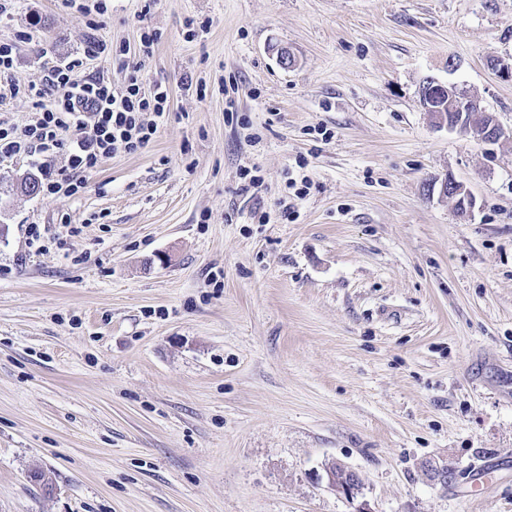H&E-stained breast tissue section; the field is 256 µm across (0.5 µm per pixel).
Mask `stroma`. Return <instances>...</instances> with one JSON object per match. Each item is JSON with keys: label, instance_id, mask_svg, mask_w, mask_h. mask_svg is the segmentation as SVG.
<instances>
[{"label": "stroma", "instance_id": "35a3bbf8", "mask_svg": "<svg viewBox=\"0 0 512 512\" xmlns=\"http://www.w3.org/2000/svg\"><path fill=\"white\" fill-rule=\"evenodd\" d=\"M141 6L0 21L35 83L148 22L172 91L77 197L9 193L38 164L0 159V512H512V0ZM429 78L504 136L438 125ZM439 193L445 197L451 194L456 199L457 213L460 217H466L474 205V200L467 188L452 177H445L440 182ZM328 485L337 492H342L346 496L354 497L361 486V478L356 471L350 470L345 466L334 464L326 470Z\"/></svg>", "mask_w": 512, "mask_h": 512}]
</instances>
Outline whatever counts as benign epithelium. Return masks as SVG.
Instances as JSON below:
<instances>
[{"label": "benign epithelium", "instance_id": "obj_1", "mask_svg": "<svg viewBox=\"0 0 512 512\" xmlns=\"http://www.w3.org/2000/svg\"><path fill=\"white\" fill-rule=\"evenodd\" d=\"M420 103L430 112L435 122L446 125L450 129H459L471 134L478 141L486 144H494L504 136L503 128L497 122L495 116L486 114V122L474 125L470 121L472 113L479 111L476 100L458 92L455 87L433 82L430 90L420 91ZM450 112H445V109ZM442 196H452L456 199L457 213L466 217L474 205V200L467 188L451 177H445L439 186ZM328 485L337 492L349 497L358 493L361 486L359 474L342 465L334 464L326 470Z\"/></svg>", "mask_w": 512, "mask_h": 512}]
</instances>
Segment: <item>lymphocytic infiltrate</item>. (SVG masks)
Here are the masks:
<instances>
[{
  "instance_id": "lymphocytic-infiltrate-1",
  "label": "lymphocytic infiltrate",
  "mask_w": 512,
  "mask_h": 512,
  "mask_svg": "<svg viewBox=\"0 0 512 512\" xmlns=\"http://www.w3.org/2000/svg\"><path fill=\"white\" fill-rule=\"evenodd\" d=\"M159 33L140 28L137 48L98 39L74 58L58 63L35 85L16 78V45L0 41V100L22 97L35 111L24 127L0 122V157L41 155L42 191L48 196L72 197L84 189L82 176L103 159L147 148L158 132V121L170 110L166 85H145L142 60L151 56ZM113 61L126 73L123 88L114 89L103 75L86 72L93 59ZM68 147V166L55 169L56 149Z\"/></svg>"
}]
</instances>
